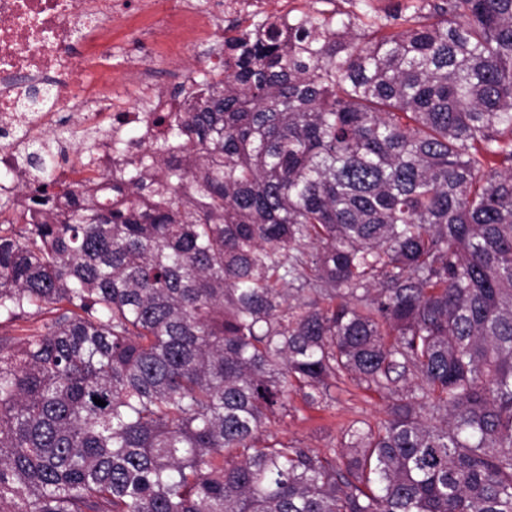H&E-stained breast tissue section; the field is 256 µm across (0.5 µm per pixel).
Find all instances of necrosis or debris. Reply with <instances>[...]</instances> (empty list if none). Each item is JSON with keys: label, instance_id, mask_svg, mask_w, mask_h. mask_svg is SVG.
<instances>
[{"label": "necrosis or debris", "instance_id": "4bbe7bcc", "mask_svg": "<svg viewBox=\"0 0 512 512\" xmlns=\"http://www.w3.org/2000/svg\"><path fill=\"white\" fill-rule=\"evenodd\" d=\"M267 4L268 0H224L219 15L212 0H0V169H13L25 141L52 142L58 124L55 107L33 111L25 104L30 88L52 85L72 119L97 133L91 150L66 152L56 176L71 184L86 183L88 192L96 193L90 179L101 171L104 156L124 159L140 154L154 137L151 113L187 109L185 98L154 89V66L133 51L125 55L123 79L138 88L148 110L127 107L116 90L88 82V65L112 55L110 24L135 21L145 32L167 41L169 47L160 56L169 73L183 83H192L201 71L219 83L224 79L221 56H209L200 70L179 65L181 50L174 47V40L189 28L203 42L220 43L221 17L246 23ZM81 34L87 42L79 62L74 49Z\"/></svg>", "mask_w": 512, "mask_h": 512}]
</instances>
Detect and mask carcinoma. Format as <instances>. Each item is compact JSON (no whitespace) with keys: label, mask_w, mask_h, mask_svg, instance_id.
Returning <instances> with one entry per match:
<instances>
[{"label":"carcinoma","mask_w":512,"mask_h":512,"mask_svg":"<svg viewBox=\"0 0 512 512\" xmlns=\"http://www.w3.org/2000/svg\"><path fill=\"white\" fill-rule=\"evenodd\" d=\"M344 2L232 22L108 207L22 160L0 512H512V0ZM345 379L380 425L268 440Z\"/></svg>","instance_id":"obj_1"}]
</instances>
